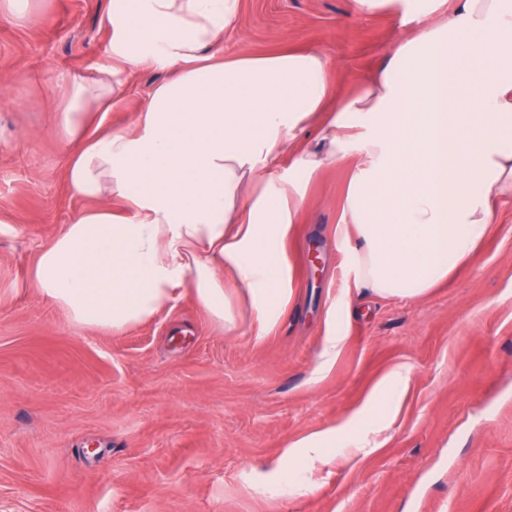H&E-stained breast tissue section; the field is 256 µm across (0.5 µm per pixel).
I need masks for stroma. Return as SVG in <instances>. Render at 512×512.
<instances>
[{
  "mask_svg": "<svg viewBox=\"0 0 512 512\" xmlns=\"http://www.w3.org/2000/svg\"><path fill=\"white\" fill-rule=\"evenodd\" d=\"M224 53L314 49L338 95L411 32L351 0H241ZM108 0H33L0 13V512H512V200L473 259L415 303L359 294L336 237L347 163L312 179L287 244L295 296L277 326L219 330L191 294L112 333L69 320L31 283L86 203L65 180L54 109L63 73L108 65ZM168 72L133 71L105 118L134 123ZM344 341L318 369L329 326ZM408 381L385 420L377 381ZM354 420L378 444L333 447L283 473L293 444ZM407 373L406 368L397 367L389 371L380 380L374 391V399L368 409L370 417L380 414L386 404L395 397L398 387L406 380Z\"/></svg>",
  "mask_w": 512,
  "mask_h": 512,
  "instance_id": "1",
  "label": "stroma"
}]
</instances>
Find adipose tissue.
<instances>
[{"mask_svg":"<svg viewBox=\"0 0 512 512\" xmlns=\"http://www.w3.org/2000/svg\"><path fill=\"white\" fill-rule=\"evenodd\" d=\"M396 5L416 32L338 97L322 53L225 58L240 0H109L110 65L60 79L66 182L88 206L40 252L33 287L112 332L187 292L230 328L229 276L266 334L294 294L286 243L307 184L344 161L336 236L355 288L414 302L447 281L512 199V0H353V11ZM148 66L169 77L137 121L88 134L89 114L111 112L128 71ZM314 120L312 150L299 135Z\"/></svg>","mask_w":512,"mask_h":512,"instance_id":"adipose-tissue-1","label":"adipose tissue"}]
</instances>
